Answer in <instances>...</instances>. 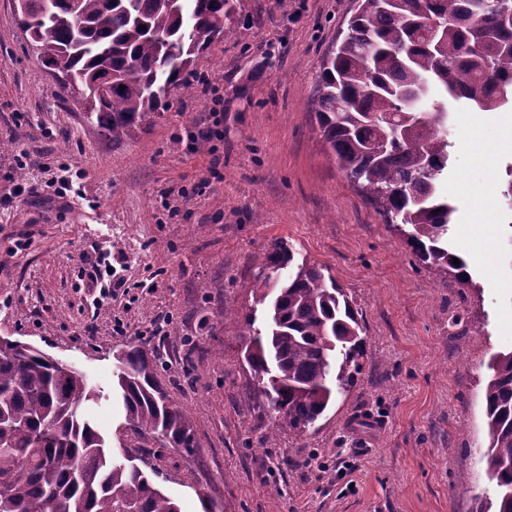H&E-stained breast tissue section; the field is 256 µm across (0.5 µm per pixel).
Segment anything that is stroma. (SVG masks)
<instances>
[{
    "instance_id": "stroma-1",
    "label": "stroma",
    "mask_w": 512,
    "mask_h": 512,
    "mask_svg": "<svg viewBox=\"0 0 512 512\" xmlns=\"http://www.w3.org/2000/svg\"><path fill=\"white\" fill-rule=\"evenodd\" d=\"M356 7L242 0L232 32L198 55L191 93L115 142L0 0V336L103 390L88 410L114 456L149 445L153 479L182 512H204L203 488L221 512H479L493 490L483 392L492 357L512 351V109L448 121L442 191L456 207L448 244L471 276L461 282L416 259L319 134L316 76ZM216 112L224 137L209 140ZM62 158L85 171L83 200L46 190ZM17 185L41 188L40 201L4 203ZM281 237L329 269L365 330L353 384L302 436L251 397L241 355L248 321L265 320L254 275ZM101 249L126 285L97 308L84 270ZM134 345L161 353L192 458L144 441L108 401L113 354Z\"/></svg>"
}]
</instances>
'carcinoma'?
<instances>
[{"mask_svg":"<svg viewBox=\"0 0 512 512\" xmlns=\"http://www.w3.org/2000/svg\"><path fill=\"white\" fill-rule=\"evenodd\" d=\"M361 0L324 56L314 111L340 170L370 195L419 262L468 279L453 263L454 206L439 191L450 159L448 116L512 107V0ZM241 0H17L44 68L66 75L87 116L119 141L164 111L197 55L229 32ZM438 21L435 33L418 20ZM112 78L100 88L99 81ZM268 303L249 324L244 357L277 420L302 435L359 372L363 326L329 271L295 262L274 240L255 278ZM115 391L131 429L192 455L193 425L159 375L163 359L138 346L115 355ZM484 389L487 463L495 500L512 512V351L497 354ZM100 394L71 365L30 347H0V512H181L132 458L114 459L85 407ZM495 506L490 510L489 506Z\"/></svg>","mask_w":512,"mask_h":512,"instance_id":"1","label":"carcinoma"}]
</instances>
